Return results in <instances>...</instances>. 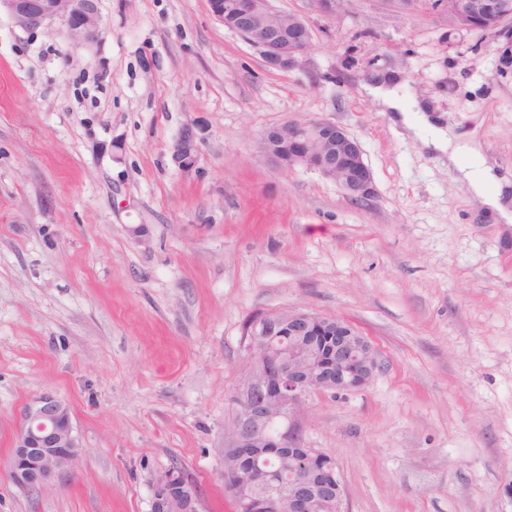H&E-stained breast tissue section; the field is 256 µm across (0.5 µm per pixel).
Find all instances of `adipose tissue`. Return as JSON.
I'll list each match as a JSON object with an SVG mask.
<instances>
[{
    "label": "adipose tissue",
    "mask_w": 512,
    "mask_h": 512,
    "mask_svg": "<svg viewBox=\"0 0 512 512\" xmlns=\"http://www.w3.org/2000/svg\"><path fill=\"white\" fill-rule=\"evenodd\" d=\"M396 80L385 77L367 85L365 91L383 111L392 115L423 147L447 155L448 164L456 168L458 179L465 184L473 201L490 216L512 223V184L499 176L495 166L471 143L455 145L454 137L439 117L429 112L426 103L404 104L395 90Z\"/></svg>",
    "instance_id": "1"
}]
</instances>
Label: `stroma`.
Instances as JSON below:
<instances>
[{"label": "stroma", "mask_w": 512, "mask_h": 512, "mask_svg": "<svg viewBox=\"0 0 512 512\" xmlns=\"http://www.w3.org/2000/svg\"><path fill=\"white\" fill-rule=\"evenodd\" d=\"M274 5L312 29L300 69L266 67L208 0H100L91 43L0 12V512H151L173 466L199 512H234L243 325L280 308L342 318L377 352L368 387L308 400L304 441L335 461L349 512H512V231L362 91L390 56L404 97L512 180L501 42L450 31L440 7ZM310 118L357 138L370 201L267 161L264 131ZM190 124L187 173L172 150ZM45 393L70 405L85 453L30 492L11 448ZM198 139L196 128L193 125H187L173 146V161L184 172H191L197 166Z\"/></svg>", "instance_id": "obj_1"}]
</instances>
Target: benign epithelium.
Returning a JSON list of instances; mask_svg holds the SVG:
<instances>
[{
	"label": "benign epithelium",
	"mask_w": 512,
	"mask_h": 512,
	"mask_svg": "<svg viewBox=\"0 0 512 512\" xmlns=\"http://www.w3.org/2000/svg\"><path fill=\"white\" fill-rule=\"evenodd\" d=\"M345 0H311L325 17H334ZM212 15L224 27L255 48L266 65L279 71L301 67L312 47L308 23L273 5V0H209ZM16 25L31 30L62 22L72 39L95 41L101 33L98 0H0ZM496 12L512 16V0H458L449 26L454 31L487 32L484 16ZM292 151L288 159L263 141L271 164L286 169L304 167L336 182L354 201L372 197L371 171L357 139L344 127L323 119L290 122ZM173 161L184 172L195 170L198 134L188 125L173 146ZM247 357L260 356L269 368L247 372V384L235 399L224 451H237L240 460L256 457V448H292L302 464L321 451L302 446L307 424L308 398L316 392L343 394L368 386L379 369L371 343L350 323L338 317L290 310L285 321L262 314L244 331ZM288 337V354H279L276 341ZM279 422L281 430L266 436L267 425ZM83 448L75 434L69 405L52 394H42L27 404L16 436L10 478L23 489L36 490L69 472ZM321 481L313 485L297 473L268 483L260 497L251 485L238 479L226 483L225 493L237 512H348L345 490L336 467L326 464ZM152 512H199L196 486L180 468H169L154 482Z\"/></svg>",
	"instance_id": "benign-epithelium-1"
}]
</instances>
